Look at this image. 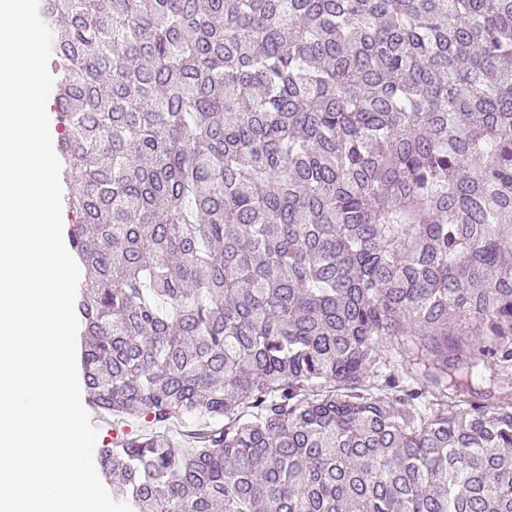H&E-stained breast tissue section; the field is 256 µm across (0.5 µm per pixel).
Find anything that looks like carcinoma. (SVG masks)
<instances>
[{"label":"carcinoma","instance_id":"1","mask_svg":"<svg viewBox=\"0 0 512 512\" xmlns=\"http://www.w3.org/2000/svg\"><path fill=\"white\" fill-rule=\"evenodd\" d=\"M39 12L131 512H512V0Z\"/></svg>","mask_w":512,"mask_h":512}]
</instances>
